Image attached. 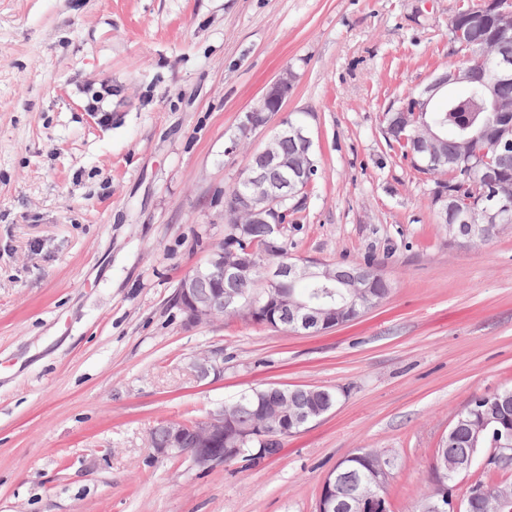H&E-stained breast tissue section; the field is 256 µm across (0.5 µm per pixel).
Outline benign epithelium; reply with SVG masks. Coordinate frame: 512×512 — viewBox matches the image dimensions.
Masks as SVG:
<instances>
[{"label": "benign epithelium", "mask_w": 512, "mask_h": 512, "mask_svg": "<svg viewBox=\"0 0 512 512\" xmlns=\"http://www.w3.org/2000/svg\"><path fill=\"white\" fill-rule=\"evenodd\" d=\"M482 8L481 17L493 22L496 36L482 41L481 49L492 63L488 74L478 72L471 67L451 66L430 77L413 97L412 109L404 106L388 109L389 120L385 133H392L403 128L407 122V112L415 116H424L434 110L439 99L445 97L456 84L478 82L482 86L483 97L489 111L497 113L500 138L512 142V105L502 101L500 86L512 81V57L506 53L496 54V43L512 35V0H479ZM474 14L472 7H461L448 16V36L453 45L461 49H471L477 41L471 39L469 29ZM295 82V73L290 67L283 68L277 77L267 86L263 94L247 109L240 120L239 127L246 133L256 129L258 113H267L271 120L283 111V104L291 93ZM291 135L299 142L302 159L299 164L288 163V158L281 155L277 142L282 135ZM440 137V131L425 125L410 136L402 137L403 144L409 152L422 147ZM313 141L309 126L302 120L294 121L290 116L281 117L277 131L267 140L264 147L255 152L263 164L280 169L281 180L276 183L267 181L265 174L258 168H250L248 174L249 187L243 192L229 197L225 211L233 212L240 217L242 224L269 225L267 246L271 250L279 249L281 230L280 212L275 204L295 199L308 188L306 175L314 170L312 161ZM432 203L436 209L438 220L448 219L453 213L461 224H502L508 218L512 206L505 203L498 195L480 204L473 200H464L444 180H438L432 188ZM258 264V253L246 248L234 254L231 259L224 258V251L211 250L205 263L193 272L185 275L177 289L178 306L184 315V322L189 326H201L224 317V304L240 302L239 285L246 279L251 270ZM224 273V285L212 291L206 297L196 294L195 281L202 271ZM263 276L267 287L271 290H284L298 281L307 280L312 284L328 281L333 278V266L315 260L300 262H283L263 266ZM269 308L277 313L276 320L288 323L290 331L297 334L313 335L322 328L336 323L321 308L307 302L288 300L282 296L268 300ZM196 377L206 380L224 374V358L218 351L196 356L191 362ZM327 408L315 404L305 409L290 410L280 415L278 430L288 434L321 416ZM187 424L180 420L168 423L171 447L158 448L156 452L163 455H180L188 458L193 466L202 470L211 469L229 458H236L251 443L268 441L271 430L261 422L249 430L238 429L224 407L211 411L201 419L194 428L197 447L181 448L179 440ZM492 458L499 461L512 459V434L500 436L497 447L488 450L479 449L470 458L458 463L456 474L469 473L476 464L486 465ZM392 470L391 459L379 463L370 474V482L382 486L389 480ZM336 475L329 473L320 489L318 512H390L387 497L369 493L354 500L336 502L331 496Z\"/></svg>", "instance_id": "benign-epithelium-1"}]
</instances>
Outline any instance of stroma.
I'll list each match as a JSON object with an SVG mask.
<instances>
[{
  "instance_id": "obj_1",
  "label": "stroma",
  "mask_w": 512,
  "mask_h": 512,
  "mask_svg": "<svg viewBox=\"0 0 512 512\" xmlns=\"http://www.w3.org/2000/svg\"><path fill=\"white\" fill-rule=\"evenodd\" d=\"M460 5L0 0V512H317L358 448L395 456L391 512H418L454 415L512 386V224L450 239L380 121L453 61ZM287 65L320 161L294 253L371 260L392 290L315 336L187 326L177 285L268 133L230 139ZM216 350L223 377L198 380L191 356ZM268 384L337 402L255 465L151 448L157 422Z\"/></svg>"
}]
</instances>
